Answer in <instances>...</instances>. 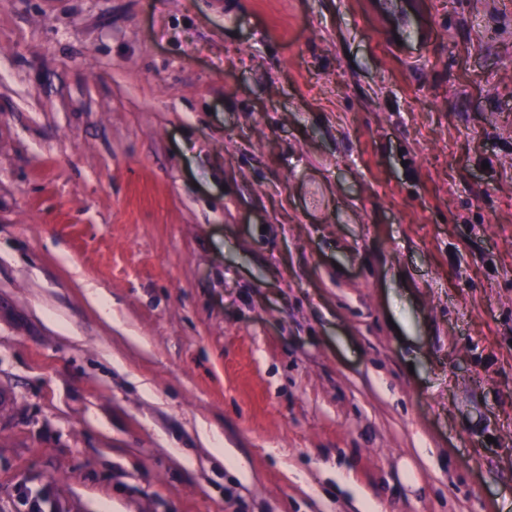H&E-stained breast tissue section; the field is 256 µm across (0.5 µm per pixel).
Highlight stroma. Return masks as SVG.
Returning a JSON list of instances; mask_svg holds the SVG:
<instances>
[{
    "mask_svg": "<svg viewBox=\"0 0 512 512\" xmlns=\"http://www.w3.org/2000/svg\"><path fill=\"white\" fill-rule=\"evenodd\" d=\"M36 501L505 512L512 0H0V512Z\"/></svg>",
    "mask_w": 512,
    "mask_h": 512,
    "instance_id": "stroma-1",
    "label": "stroma"
}]
</instances>
